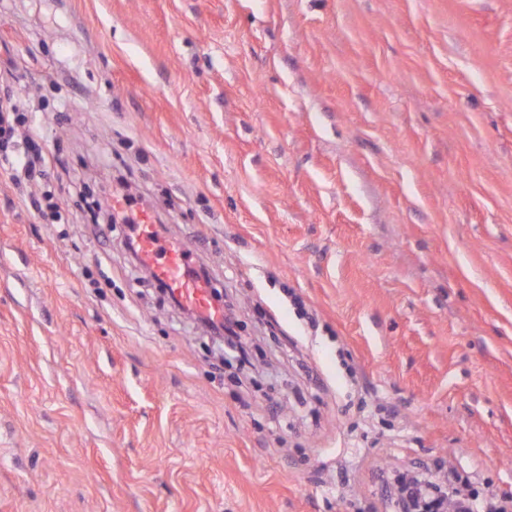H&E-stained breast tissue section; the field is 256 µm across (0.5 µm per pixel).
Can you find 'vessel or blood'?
Here are the masks:
<instances>
[{"label":"vessel or blood","instance_id":"b4317fda","mask_svg":"<svg viewBox=\"0 0 512 512\" xmlns=\"http://www.w3.org/2000/svg\"><path fill=\"white\" fill-rule=\"evenodd\" d=\"M138 242L141 261L187 308L206 318L222 319L221 310L211 302L210 285L192 275L189 253L183 246L163 242L150 224L140 225Z\"/></svg>","mask_w":512,"mask_h":512}]
</instances>
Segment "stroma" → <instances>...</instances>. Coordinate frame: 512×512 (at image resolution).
<instances>
[{"label": "stroma", "mask_w": 512, "mask_h": 512, "mask_svg": "<svg viewBox=\"0 0 512 512\" xmlns=\"http://www.w3.org/2000/svg\"><path fill=\"white\" fill-rule=\"evenodd\" d=\"M5 91L51 163L0 172V512L512 495V0H0ZM121 175L247 364L124 249ZM442 479L432 472V470L417 474L414 479L405 483L401 488L403 497L409 498L417 503H421L420 510L427 512H448L450 503L445 507L438 508L435 503L434 494L428 489L441 486Z\"/></svg>", "instance_id": "stroma-1"}]
</instances>
